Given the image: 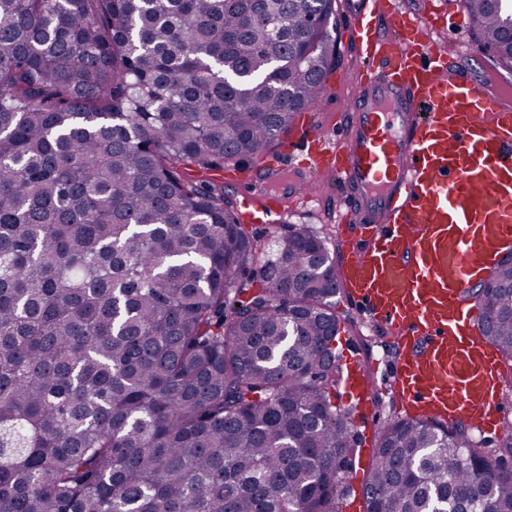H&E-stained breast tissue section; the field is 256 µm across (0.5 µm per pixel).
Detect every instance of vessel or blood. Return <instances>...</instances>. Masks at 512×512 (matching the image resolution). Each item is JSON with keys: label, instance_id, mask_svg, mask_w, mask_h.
<instances>
[{"label": "vessel or blood", "instance_id": "vessel-or-blood-1", "mask_svg": "<svg viewBox=\"0 0 512 512\" xmlns=\"http://www.w3.org/2000/svg\"><path fill=\"white\" fill-rule=\"evenodd\" d=\"M440 14L399 0H358L349 33L366 68L337 132L306 127L297 166L265 168L239 218L285 212V182L316 200L327 172L341 200L336 239L346 297L393 337L389 385L405 416L504 435V374L475 329L468 291L512 242V78H474L433 37ZM344 390L374 422L364 367L346 359Z\"/></svg>", "mask_w": 512, "mask_h": 512}]
</instances>
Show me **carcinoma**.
Returning <instances> with one entry per match:
<instances>
[{"instance_id": "carcinoma-1", "label": "carcinoma", "mask_w": 512, "mask_h": 512, "mask_svg": "<svg viewBox=\"0 0 512 512\" xmlns=\"http://www.w3.org/2000/svg\"><path fill=\"white\" fill-rule=\"evenodd\" d=\"M336 0H0V512H339L340 293L185 178L261 153L335 68ZM478 39L512 69L488 0ZM315 22H310L312 11ZM512 359V262L478 298ZM365 512H512V469L394 419Z\"/></svg>"}]
</instances>
